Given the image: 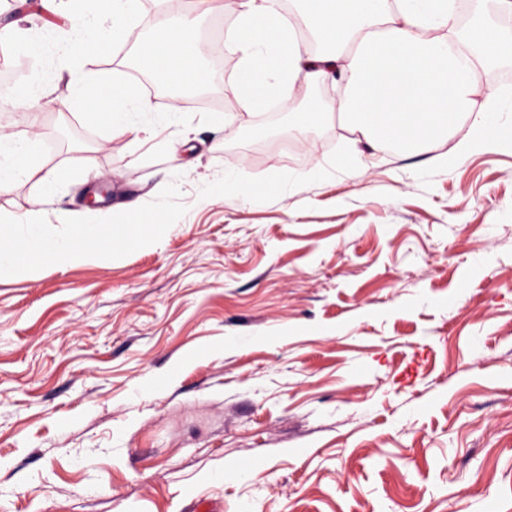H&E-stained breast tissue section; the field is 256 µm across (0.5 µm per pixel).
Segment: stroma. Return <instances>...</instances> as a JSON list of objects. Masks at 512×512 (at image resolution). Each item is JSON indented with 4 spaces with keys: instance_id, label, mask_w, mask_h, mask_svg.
I'll return each instance as SVG.
<instances>
[{
    "instance_id": "stroma-1",
    "label": "stroma",
    "mask_w": 512,
    "mask_h": 512,
    "mask_svg": "<svg viewBox=\"0 0 512 512\" xmlns=\"http://www.w3.org/2000/svg\"><path fill=\"white\" fill-rule=\"evenodd\" d=\"M23 2L0 0V35L75 32L63 0ZM140 8L108 61L0 102L65 176L0 191V225L131 203L165 222L0 274V512H512V148L440 166L336 112L294 134L308 86L246 106L228 47L178 105L189 127L94 132L70 91L126 75L168 5ZM228 173L264 194L225 199Z\"/></svg>"
}]
</instances>
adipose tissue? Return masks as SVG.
Segmentation results:
<instances>
[{"mask_svg": "<svg viewBox=\"0 0 512 512\" xmlns=\"http://www.w3.org/2000/svg\"><path fill=\"white\" fill-rule=\"evenodd\" d=\"M298 5L326 47L321 57L308 56L278 0H238L225 42L241 54L232 92L244 104L263 105L278 86L319 83L334 70L346 94L296 113V130L336 111L371 149L395 143L428 153L466 117L474 131L468 148L512 147V134L496 130L500 96L476 94L487 65L512 58V35L486 24L469 38L449 37L454 0H298ZM201 57L200 41L185 19L169 12L155 28L144 63L165 82L194 87L208 80ZM21 177L51 193L60 175L35 164L28 143L0 133V190ZM58 222L63 231L57 235L35 223L25 233L18 225H1L0 273L19 270L22 250L65 263L106 256L112 242H144L159 229L153 221L130 223L125 214L110 224H75L63 212Z\"/></svg>", "mask_w": 512, "mask_h": 512, "instance_id": "1", "label": "adipose tissue"}]
</instances>
